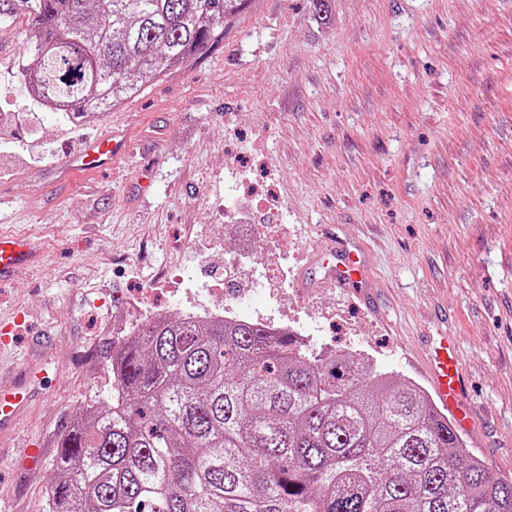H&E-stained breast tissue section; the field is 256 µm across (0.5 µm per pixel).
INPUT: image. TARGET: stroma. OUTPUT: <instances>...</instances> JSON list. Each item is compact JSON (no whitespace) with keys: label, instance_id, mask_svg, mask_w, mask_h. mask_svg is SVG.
Here are the masks:
<instances>
[{"label":"stroma","instance_id":"obj_1","mask_svg":"<svg viewBox=\"0 0 512 512\" xmlns=\"http://www.w3.org/2000/svg\"><path fill=\"white\" fill-rule=\"evenodd\" d=\"M245 0L224 35L99 121L40 115L0 32V230L41 247L0 286L18 318L0 393V512H41L56 440L112 400L111 356L157 310L244 298L326 352L424 384L429 337L454 336L467 444L512 476V0ZM132 149L79 189L60 165L95 136ZM353 250L361 275L328 282Z\"/></svg>","mask_w":512,"mask_h":512}]
</instances>
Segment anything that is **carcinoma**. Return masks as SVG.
I'll return each instance as SVG.
<instances>
[{
  "mask_svg": "<svg viewBox=\"0 0 512 512\" xmlns=\"http://www.w3.org/2000/svg\"><path fill=\"white\" fill-rule=\"evenodd\" d=\"M244 0H0L29 96L103 115L217 40ZM112 403L57 438L42 512H512L417 384L261 323L151 319L112 351Z\"/></svg>",
  "mask_w": 512,
  "mask_h": 512,
  "instance_id": "obj_1",
  "label": "carcinoma"
}]
</instances>
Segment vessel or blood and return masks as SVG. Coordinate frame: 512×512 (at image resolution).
Wrapping results in <instances>:
<instances>
[{"label": "vessel or blood", "mask_w": 512, "mask_h": 512, "mask_svg": "<svg viewBox=\"0 0 512 512\" xmlns=\"http://www.w3.org/2000/svg\"><path fill=\"white\" fill-rule=\"evenodd\" d=\"M126 140L109 134L94 139L81 152L65 162L62 174L71 182H79L92 172L111 167L116 158L127 154ZM40 257L36 242L27 236L0 233V284L18 279L34 266ZM427 379L431 385L437 410L451 415L464 429H471L472 420L463 406L462 369L454 355L453 339L449 336L433 338L428 352Z\"/></svg>", "instance_id": "b4317fda"}]
</instances>
